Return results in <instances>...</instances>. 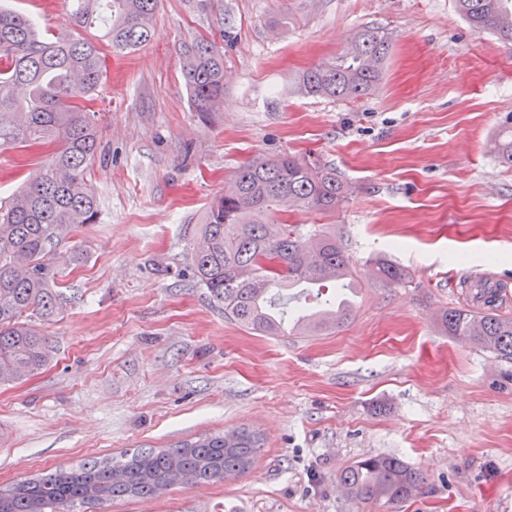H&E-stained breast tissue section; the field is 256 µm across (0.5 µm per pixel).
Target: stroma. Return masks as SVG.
Here are the masks:
<instances>
[{
    "mask_svg": "<svg viewBox=\"0 0 512 512\" xmlns=\"http://www.w3.org/2000/svg\"><path fill=\"white\" fill-rule=\"evenodd\" d=\"M79 35L75 0H12ZM287 23L272 28V19ZM392 40L382 85L358 100L297 95L298 74L363 27ZM154 38L109 54L95 108L99 216L66 251L69 300L37 322L40 374L0 386V486L141 446L240 426L264 439L231 482L178 485L100 512H512V360L444 331L472 302L473 270L512 279V168L491 145L512 126V42L476 33L455 0H159ZM224 48V104L195 112L181 65L197 39ZM50 146L0 152V198ZM320 159L349 185L323 225L357 273L376 257L408 283L360 282L351 318L320 336H263L197 284L189 244L239 166ZM394 454L427 484L393 507L336 492L342 469Z\"/></svg>",
    "mask_w": 512,
    "mask_h": 512,
    "instance_id": "obj_1",
    "label": "stroma"
}]
</instances>
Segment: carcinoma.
Returning <instances> with one entry per match:
<instances>
[{
    "label": "carcinoma",
    "mask_w": 512,
    "mask_h": 512,
    "mask_svg": "<svg viewBox=\"0 0 512 512\" xmlns=\"http://www.w3.org/2000/svg\"><path fill=\"white\" fill-rule=\"evenodd\" d=\"M158 0H77L74 22L99 30L90 38L47 35L26 15L0 4V149L50 145V157L8 199H0V385L30 377L54 358L31 319L46 321L67 303L54 259L60 244L96 223L91 166L99 139L93 96L104 73L103 47L134 50L154 36ZM477 33L512 40V0H456ZM387 32L356 31L332 61L302 72L299 94L358 99L375 93L391 52ZM183 77L197 112L224 100V51L201 39L184 54ZM499 162L512 167V133L494 141ZM349 189L336 168L319 160L278 155L255 158L236 171L206 212L190 255L194 276L224 315L267 335L318 336L349 319L352 307L330 308L304 323L284 313L286 288L352 281L350 258L336 234L308 233L288 223L295 209L336 214ZM378 283L395 285L406 271L385 259L372 263ZM487 306L442 314L448 335L512 360V318L498 313L505 286L473 285ZM263 438L242 427L233 439L212 432L172 448H136L77 468L59 467L0 487V512H77L122 499H150L188 480L206 484L249 471ZM339 483L363 503L390 505L415 497L425 476L396 455L363 458L343 469Z\"/></svg>",
    "instance_id": "carcinoma-1"
}]
</instances>
